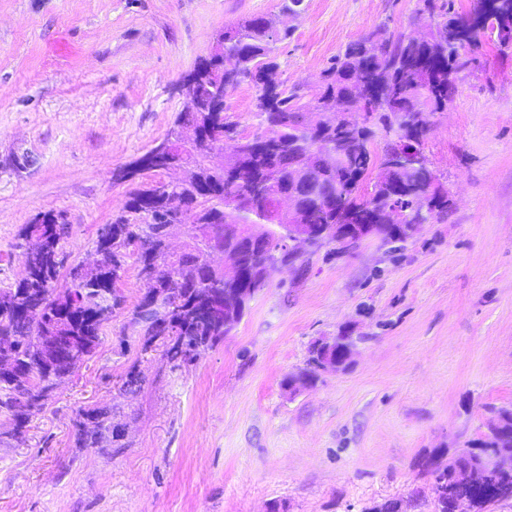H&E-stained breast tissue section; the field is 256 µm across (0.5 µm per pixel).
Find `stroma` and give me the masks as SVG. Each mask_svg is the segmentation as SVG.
<instances>
[{
    "mask_svg": "<svg viewBox=\"0 0 512 512\" xmlns=\"http://www.w3.org/2000/svg\"><path fill=\"white\" fill-rule=\"evenodd\" d=\"M0 0V283L19 280L16 237L41 212L69 226V262L92 257L96 230L132 183L121 169L161 142L185 107L182 79L224 26L265 16L291 37L286 85L315 87L331 57L384 23L424 28L417 0ZM258 91L225 106L257 130ZM31 155L25 170L16 155ZM425 153L451 206L404 250L367 240L344 256L286 268L238 326L192 366L139 355L126 313L97 353L32 418L26 442L0 446V512H369L400 498L434 512L420 461L485 429L512 404V47L490 43L435 113ZM352 324L355 363L288 395L309 346ZM127 347H120V340ZM147 375L120 398L132 362ZM122 400L120 451L73 446L80 408Z\"/></svg>",
    "mask_w": 512,
    "mask_h": 512,
    "instance_id": "35a3bbf8",
    "label": "stroma"
}]
</instances>
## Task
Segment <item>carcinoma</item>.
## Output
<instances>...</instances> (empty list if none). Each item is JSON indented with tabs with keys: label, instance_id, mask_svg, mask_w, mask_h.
I'll return each mask as SVG.
<instances>
[{
	"label": "carcinoma",
	"instance_id": "obj_1",
	"mask_svg": "<svg viewBox=\"0 0 512 512\" xmlns=\"http://www.w3.org/2000/svg\"><path fill=\"white\" fill-rule=\"evenodd\" d=\"M417 13L434 20L428 35L413 41L380 24L332 57L312 90L289 87L280 79L276 51L290 31L276 29L263 16L224 27V57L200 60L190 76L206 107L243 83L255 85L264 131L245 135L222 112L192 113L204 138L187 152L189 179L174 189L154 181L130 192L124 211L97 229L91 263H67L60 242L69 227L60 213L41 212L21 228L15 247L31 248L34 254L21 279L0 286V336L9 340L7 348H0V412L11 420L9 428L0 430V444L23 443L31 418L46 408L65 378L96 354L105 328L125 304L118 284L126 259L135 256L137 276L143 278L151 260L167 257L170 225L190 226L188 239L169 266L158 269L155 282L130 311L128 324L139 332L144 355L154 350L157 336L166 335L162 355L180 370L183 346L210 350L245 316L243 302L224 301L229 289L240 290L251 301L277 266L292 265L302 275L311 256L323 248L336 253L324 237L302 253L287 249L288 225L338 224L342 212L384 224L396 202L405 209L402 223L420 224L419 214L402 196L428 192L430 221L448 215V192L424 154L430 116L451 101L456 86L449 76L467 68L472 51L491 41L474 25L477 19L490 20L497 44L512 46V0H475L466 13L457 12L453 0H418ZM355 74L369 95H361L350 82ZM329 101L336 102L339 116L323 108ZM309 110L323 113L321 128L306 127ZM355 112L364 114L363 122L353 118ZM378 135L383 139L379 152L373 147ZM218 139L230 144L224 163L214 166L208 157ZM399 153L418 156L422 163L388 168ZM375 169L377 180L365 192V181ZM288 193L296 196L297 210H273L274 197ZM333 196L336 207H326L325 200ZM404 243L391 227L380 238L389 254ZM211 250L233 262L234 276L201 263ZM57 335L69 337L75 349L62 355L58 367L46 359L50 337ZM319 357L316 346L309 347L299 370L311 384L321 380ZM145 381L136 360L121 379L119 396L137 393ZM118 410L116 403L80 409L74 447H129L126 435L113 426ZM494 412L500 421L496 433L483 432L467 441L445 465L437 451L424 457L422 466L444 488L434 502L435 512H453L460 477L486 454L512 456V405ZM469 493L473 512H488L491 505L512 499V471L492 475Z\"/></svg>",
	"mask_w": 512,
	"mask_h": 512
}]
</instances>
